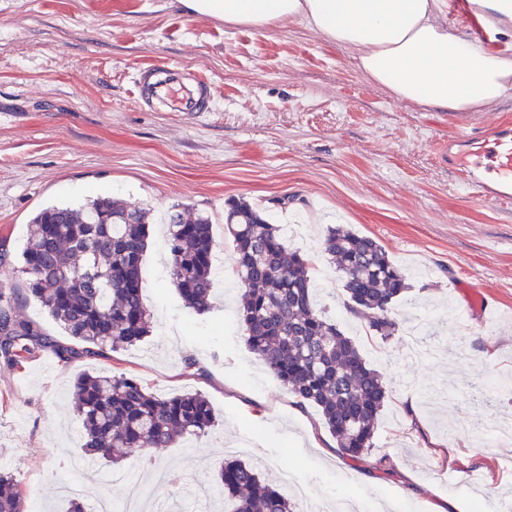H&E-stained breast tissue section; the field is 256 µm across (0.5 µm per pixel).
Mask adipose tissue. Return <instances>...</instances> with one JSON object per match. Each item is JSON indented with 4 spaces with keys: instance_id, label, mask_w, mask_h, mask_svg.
<instances>
[{
    "instance_id": "ef3b65f1",
    "label": "adipose tissue",
    "mask_w": 512,
    "mask_h": 512,
    "mask_svg": "<svg viewBox=\"0 0 512 512\" xmlns=\"http://www.w3.org/2000/svg\"><path fill=\"white\" fill-rule=\"evenodd\" d=\"M190 15L273 29L300 22L352 52L399 100L475 112L512 91V58L452 34L440 0H179Z\"/></svg>"
}]
</instances>
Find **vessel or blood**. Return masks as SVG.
<instances>
[{
	"label": "vessel or blood",
	"instance_id": "b4317fda",
	"mask_svg": "<svg viewBox=\"0 0 512 512\" xmlns=\"http://www.w3.org/2000/svg\"><path fill=\"white\" fill-rule=\"evenodd\" d=\"M142 104L173 112H207L212 108L208 82L171 68H147L137 78ZM455 147L456 168L480 195L502 201L512 199V125L474 128L449 139Z\"/></svg>",
	"mask_w": 512,
	"mask_h": 512
}]
</instances>
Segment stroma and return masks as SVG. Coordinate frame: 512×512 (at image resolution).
<instances>
[{"mask_svg":"<svg viewBox=\"0 0 512 512\" xmlns=\"http://www.w3.org/2000/svg\"><path fill=\"white\" fill-rule=\"evenodd\" d=\"M176 66L212 85L199 117L140 106L139 70ZM460 126L448 113L399 101L366 80L351 52L299 23L261 31L189 15L177 0H0V240L20 254L31 218L50 205L105 195L148 208L142 264L151 334L118 352L69 361L51 350L0 364V454L28 512H69L72 459L84 458L70 400L85 372H129L162 395L198 391L216 422L204 436L93 465L82 494L121 502L139 475L143 512H183L189 489L212 484L225 459L293 473L310 498L360 512H463L512 500V441L477 435L512 423V201L472 194L437 144ZM241 199L311 259L315 304L381 373L389 397L366 460L342 458L319 410L298 405L250 352L224 225ZM175 204L210 215V307H186L172 283L159 219ZM376 239L409 289L394 336L349 312L340 273L321 254L328 225ZM496 303L457 353L470 316L460 287ZM389 458L393 469H374ZM483 474L472 487L467 473Z\"/></svg>","mask_w":512,"mask_h":512,"instance_id":"obj_1","label":"stroma"}]
</instances>
